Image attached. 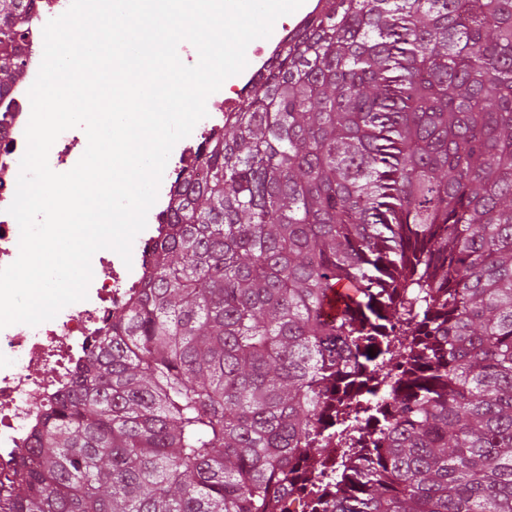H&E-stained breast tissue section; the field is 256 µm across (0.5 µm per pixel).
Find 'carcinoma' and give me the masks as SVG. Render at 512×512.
<instances>
[{
	"label": "carcinoma",
	"instance_id": "cac0c4a2",
	"mask_svg": "<svg viewBox=\"0 0 512 512\" xmlns=\"http://www.w3.org/2000/svg\"><path fill=\"white\" fill-rule=\"evenodd\" d=\"M30 2L0 0L4 122ZM201 167L0 512H274L358 392L377 433L323 512H512V0H325Z\"/></svg>",
	"mask_w": 512,
	"mask_h": 512
}]
</instances>
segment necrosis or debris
Masks as SVG:
<instances>
[{"label": "necrosis or debris", "mask_w": 512, "mask_h": 512, "mask_svg": "<svg viewBox=\"0 0 512 512\" xmlns=\"http://www.w3.org/2000/svg\"><path fill=\"white\" fill-rule=\"evenodd\" d=\"M70 0H33L32 18L23 42L25 79L13 87L12 111L5 132L0 133V267L19 254V226L7 212L16 191L20 160L27 142L28 90L34 82L43 54L42 30L46 22L62 14ZM238 104L236 98H219L207 106L208 115L175 151L161 181L158 199L151 208L146 234L140 237L131 264L104 249L98 253L100 273L93 276L86 300L62 309L50 321L31 327L14 324L0 329V473L8 471L15 458L28 448L41 426L43 414L70 385L72 374L82 364L85 344L104 331L111 317L137 298L147 270L154 261V244L165 232L172 194L185 171L197 158L209 137L224 126V115ZM335 487L318 480L311 463L300 462L297 473L281 498L286 512H304L314 498L330 501Z\"/></svg>", "instance_id": "necrosis-or-debris-1"}]
</instances>
